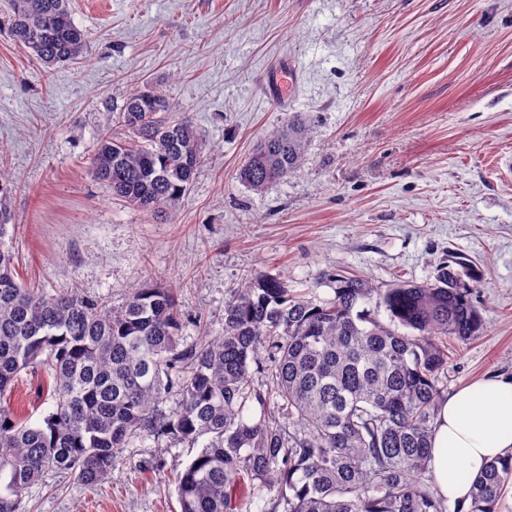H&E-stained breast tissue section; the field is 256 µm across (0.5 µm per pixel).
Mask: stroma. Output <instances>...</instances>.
Returning <instances> with one entry per match:
<instances>
[{
    "instance_id": "obj_1",
    "label": "stroma",
    "mask_w": 512,
    "mask_h": 512,
    "mask_svg": "<svg viewBox=\"0 0 512 512\" xmlns=\"http://www.w3.org/2000/svg\"><path fill=\"white\" fill-rule=\"evenodd\" d=\"M89 43L45 67L5 23L0 0V162L18 183L8 232L28 285L121 306L129 287L171 288L194 341L224 330V303L278 274L316 300L326 275L434 280L449 256L480 280L483 331L449 340L445 394L512 379V0H70ZM295 71L273 98L269 75ZM191 113L203 163L179 206L139 211L87 159L112 105L144 85ZM301 116L300 164L263 191L238 172L269 131ZM29 423L51 410L43 371L18 377ZM199 453L132 438L94 487L55 474L26 512H180L174 477Z\"/></svg>"
}]
</instances>
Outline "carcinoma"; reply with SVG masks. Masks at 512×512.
Here are the masks:
<instances>
[{
    "instance_id": "carcinoma-1",
    "label": "carcinoma",
    "mask_w": 512,
    "mask_h": 512,
    "mask_svg": "<svg viewBox=\"0 0 512 512\" xmlns=\"http://www.w3.org/2000/svg\"><path fill=\"white\" fill-rule=\"evenodd\" d=\"M9 2L10 35L37 61L80 56L86 35L69 0ZM112 122L128 136H101L94 176L146 213L175 208L202 162L190 113L139 89L112 106ZM306 143L296 116L261 139L239 179L264 190L298 166ZM15 185L0 167V512H22L48 472L97 485L144 433L202 443L175 478L180 512H237L256 497L264 512H447L430 449L448 337L483 329L452 265L433 282L381 286L336 273L334 296L319 303L260 274L225 302L222 334L183 347L174 292L154 282L116 309L25 285L6 242ZM28 368L45 371L53 401L33 426L6 405ZM169 395L177 408L165 414L156 405ZM511 483L512 455L488 461L466 512H497Z\"/></svg>"
}]
</instances>
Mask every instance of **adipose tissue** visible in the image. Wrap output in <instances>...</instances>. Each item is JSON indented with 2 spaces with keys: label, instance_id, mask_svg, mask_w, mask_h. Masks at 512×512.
Returning a JSON list of instances; mask_svg holds the SVG:
<instances>
[{
  "label": "adipose tissue",
  "instance_id": "1",
  "mask_svg": "<svg viewBox=\"0 0 512 512\" xmlns=\"http://www.w3.org/2000/svg\"><path fill=\"white\" fill-rule=\"evenodd\" d=\"M512 450V380L468 384L441 404L431 441L437 486L452 503L468 504L470 481L491 459Z\"/></svg>",
  "mask_w": 512,
  "mask_h": 512
}]
</instances>
